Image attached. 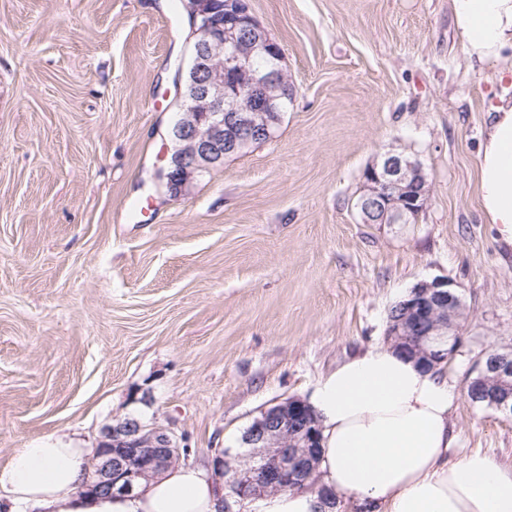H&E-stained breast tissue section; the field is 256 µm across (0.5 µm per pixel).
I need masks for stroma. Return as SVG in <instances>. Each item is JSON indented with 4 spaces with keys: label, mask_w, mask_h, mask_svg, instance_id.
<instances>
[{
    "label": "stroma",
    "mask_w": 512,
    "mask_h": 512,
    "mask_svg": "<svg viewBox=\"0 0 512 512\" xmlns=\"http://www.w3.org/2000/svg\"><path fill=\"white\" fill-rule=\"evenodd\" d=\"M295 99L275 138L182 195L159 187L193 36L173 0H0V465L135 417L187 462L386 342L418 282L453 283L441 369L461 447L512 463V418L471 403L512 348V251L479 207V145L512 57H469L453 0H249ZM418 159L429 199L367 224L366 169Z\"/></svg>",
    "instance_id": "35a3bbf8"
}]
</instances>
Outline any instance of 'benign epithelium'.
<instances>
[{
  "label": "benign epithelium",
  "instance_id": "benign-epithelium-1",
  "mask_svg": "<svg viewBox=\"0 0 512 512\" xmlns=\"http://www.w3.org/2000/svg\"><path fill=\"white\" fill-rule=\"evenodd\" d=\"M195 41L185 88L183 112L171 131L173 148L159 174L162 185L189 189L205 172L258 140H271L280 121L277 98L269 89L281 82L283 54L250 15L244 0H196ZM224 37V73L215 78L207 60L211 42ZM252 52L266 58L256 67L239 52L242 38ZM365 191L357 208L366 224H406L427 202L428 185L420 163L402 154H387L365 171ZM402 316L391 317L386 336L391 345L427 368L451 359L462 336L453 335L462 302L447 280L421 281L413 286ZM480 374L492 375L496 390L490 397L497 411L512 417V350H493L481 360ZM303 400L295 397L273 405L256 418L244 435L254 449L242 466L229 451L215 457L224 476V512H234L239 494L253 497L263 490L305 486L314 461L310 449L319 447V427L312 418L300 422ZM99 453L91 473V488L130 494L139 486L147 461L162 468L180 458L179 441L166 427H148L124 419L103 428Z\"/></svg>",
  "mask_w": 512,
  "mask_h": 512
}]
</instances>
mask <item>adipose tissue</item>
<instances>
[{"label":"adipose tissue","instance_id":"obj_1","mask_svg":"<svg viewBox=\"0 0 512 512\" xmlns=\"http://www.w3.org/2000/svg\"><path fill=\"white\" fill-rule=\"evenodd\" d=\"M470 57L512 53V0H454ZM478 197L512 249V102L491 104ZM456 393L392 347L368 348L319 379L305 399L321 432L312 487L238 503L239 512H512V467L473 450L452 456ZM90 449L55 442L16 450L0 467V512H220L224 481L180 465L130 495L89 490ZM327 491L329 504L318 493Z\"/></svg>","mask_w":512,"mask_h":512}]
</instances>
